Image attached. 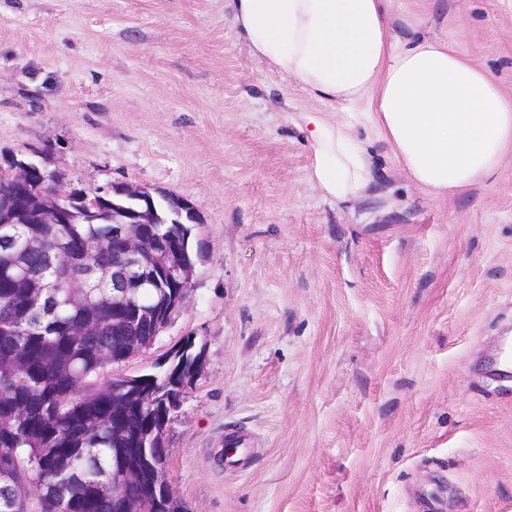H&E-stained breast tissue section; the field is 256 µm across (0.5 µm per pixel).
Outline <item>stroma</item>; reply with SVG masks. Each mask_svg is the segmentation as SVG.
Wrapping results in <instances>:
<instances>
[{"instance_id": "35a3bbf8", "label": "stroma", "mask_w": 512, "mask_h": 512, "mask_svg": "<svg viewBox=\"0 0 512 512\" xmlns=\"http://www.w3.org/2000/svg\"><path fill=\"white\" fill-rule=\"evenodd\" d=\"M444 4L512 94V0ZM306 112L350 109L258 63L224 0H0V152L201 219L187 305L122 367L202 351L166 431L185 512H512V161L435 199L358 126L380 181L338 203ZM233 432L248 455L218 462Z\"/></svg>"}]
</instances>
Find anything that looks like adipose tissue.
Wrapping results in <instances>:
<instances>
[{
    "label": "adipose tissue",
    "mask_w": 512,
    "mask_h": 512,
    "mask_svg": "<svg viewBox=\"0 0 512 512\" xmlns=\"http://www.w3.org/2000/svg\"><path fill=\"white\" fill-rule=\"evenodd\" d=\"M393 0H225L252 57L313 98L357 106L352 121L303 116L323 197L361 198L377 171L354 124L375 131L412 183L442 198L483 183L512 159V95L493 76L422 35L425 15Z\"/></svg>",
    "instance_id": "ef3b65f1"
}]
</instances>
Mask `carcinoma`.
<instances>
[{
  "label": "carcinoma",
  "instance_id": "carcinoma-1",
  "mask_svg": "<svg viewBox=\"0 0 512 512\" xmlns=\"http://www.w3.org/2000/svg\"><path fill=\"white\" fill-rule=\"evenodd\" d=\"M50 254L81 266L112 265V225L17 224L0 235V456L13 457L0 501L20 499L24 512H118L112 487L162 507L173 491L160 465L168 449L160 434L192 382L200 354L181 347L167 367L141 377L135 397L125 381L104 375L126 356L128 332L112 326V289L85 288L48 269ZM22 262L42 280V297L13 277ZM96 316L105 326L89 331ZM127 405L112 433V399ZM154 447L145 448L143 444Z\"/></svg>",
  "mask_w": 512,
  "mask_h": 512
}]
</instances>
